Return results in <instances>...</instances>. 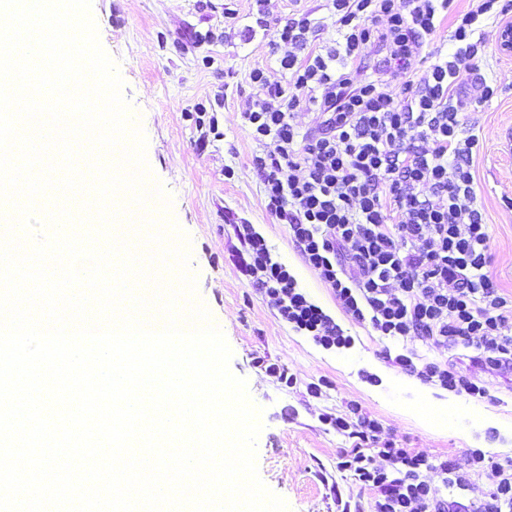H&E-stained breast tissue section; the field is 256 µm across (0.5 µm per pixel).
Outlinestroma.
<instances>
[{
  "instance_id": "35a3bbf8",
  "label": "stroma",
  "mask_w": 512,
  "mask_h": 512,
  "mask_svg": "<svg viewBox=\"0 0 512 512\" xmlns=\"http://www.w3.org/2000/svg\"><path fill=\"white\" fill-rule=\"evenodd\" d=\"M228 8L246 24L255 5L253 0H91L100 43L118 65L131 120L146 139L148 180L170 196L169 207L154 203L157 218L187 234L195 299L207 307L212 322L223 325L232 350L230 370L246 380L261 410L258 475L290 512H371L369 492L337 468L350 441L321 420L354 400L397 443L471 473L467 489L437 480L432 486L437 498L451 501L452 512H474L489 482L472 474L470 450L481 449L494 462L512 461V373H477L489 389L487 397L467 398L457 413L433 424L424 421L427 402L447 399L448 392L407 374L393 356L410 350L463 370L469 363L462 349L383 340L352 324L333 289L304 263L287 224L268 212L252 163L263 148L251 139L241 114L250 101L253 68L265 67L270 79L281 83L288 76L271 52L270 32L260 30L251 42L240 41L224 26ZM498 36L496 25H485L483 59L463 73L469 83L480 74L493 79L498 95L471 102L458 118L480 133L470 165L489 226L488 270L500 288L511 291L512 210L502 199L512 197V155L503 147L505 132L512 130V54L500 52ZM199 111L215 120L218 136H204L197 128ZM228 166L234 169L229 180L224 177ZM238 224L253 226L309 300L353 337L350 347L324 348L282 320L273 301L252 288L237 264ZM258 355L292 374L296 386H282L256 368ZM322 377L333 386L312 397L306 386Z\"/></svg>"
}]
</instances>
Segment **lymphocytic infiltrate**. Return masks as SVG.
<instances>
[{
	"label": "lymphocytic infiltrate",
	"instance_id": "obj_1",
	"mask_svg": "<svg viewBox=\"0 0 512 512\" xmlns=\"http://www.w3.org/2000/svg\"><path fill=\"white\" fill-rule=\"evenodd\" d=\"M454 0H328L336 37L321 46L322 27L310 14L278 25L270 44L293 82L270 81L263 68L249 80L256 90L242 114L252 139L270 144L255 155L267 210L284 221L305 263L333 288L352 322L391 340L419 339L469 349L483 372L512 371V294L488 271V226L468 166L477 134L459 135L463 65L481 50V27L512 12V0H476L452 13ZM454 30L451 57L420 77L408 61L429 43L445 18ZM406 95L396 98L392 84ZM305 105L307 130L293 121ZM235 232L245 248L240 268L268 295L283 320L311 333L326 348L352 339L297 286L286 265L273 261L248 224ZM395 363L426 384L482 397L470 373L437 360ZM325 424L351 439L337 467L373 495L372 512H448L433 480L466 489L470 474L447 460L428 459L384 438L382 424L358 402ZM470 462L490 480L478 512H512V467Z\"/></svg>",
	"mask_w": 512,
	"mask_h": 512
}]
</instances>
